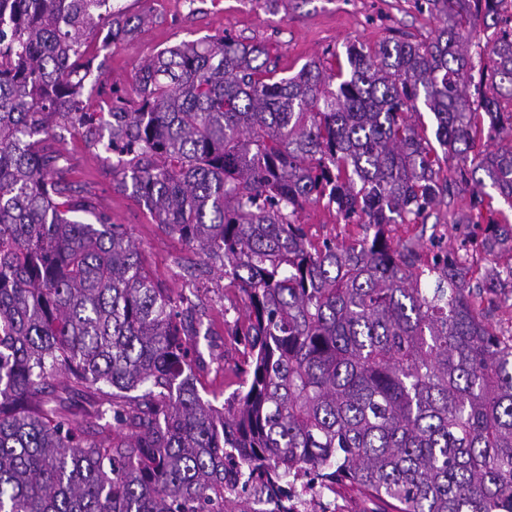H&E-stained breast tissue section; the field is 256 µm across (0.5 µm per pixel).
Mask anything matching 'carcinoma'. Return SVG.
<instances>
[{"label": "carcinoma", "instance_id": "carcinoma-1", "mask_svg": "<svg viewBox=\"0 0 512 512\" xmlns=\"http://www.w3.org/2000/svg\"><path fill=\"white\" fill-rule=\"evenodd\" d=\"M414 4L443 21L427 42L280 77L265 46L215 35L157 53L136 98L92 112L87 39L128 20L109 0H0V512H244L241 483L288 512L282 484L310 471L385 512H512V333L477 307L512 288V263L464 278L390 237L444 206L489 250L512 241L494 207H512V146L473 151L512 134V0ZM67 126L240 295L223 405L197 388L190 296L155 283L123 225L77 219L90 209L46 145ZM462 186L472 213L451 208ZM322 201L357 241L306 236L303 205Z\"/></svg>", "mask_w": 512, "mask_h": 512}]
</instances>
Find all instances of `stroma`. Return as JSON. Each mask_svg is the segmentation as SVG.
I'll list each match as a JSON object with an SVG mask.
<instances>
[{
    "instance_id": "obj_1",
    "label": "stroma",
    "mask_w": 512,
    "mask_h": 512,
    "mask_svg": "<svg viewBox=\"0 0 512 512\" xmlns=\"http://www.w3.org/2000/svg\"><path fill=\"white\" fill-rule=\"evenodd\" d=\"M112 6L122 9L127 18L145 15L149 21L110 44L103 34L90 37L101 64L87 79L84 94L94 111L105 108L116 94L135 98L140 65L183 42L228 34L245 43L263 44L281 75L291 76L309 60L345 51L348 43L375 47L401 34L424 41L441 25L438 16L416 11L409 0H112ZM49 143L59 150L65 176L76 193L132 233L142 263L162 287L181 291L186 268L199 269L196 314L206 333L200 341L206 368L198 374L199 392L203 399L223 404L239 387L233 368L241 359L225 320L223 278L205 265L196 247L158 224L140 199L116 187L111 154L89 147L71 128L56 130Z\"/></svg>"
}]
</instances>
